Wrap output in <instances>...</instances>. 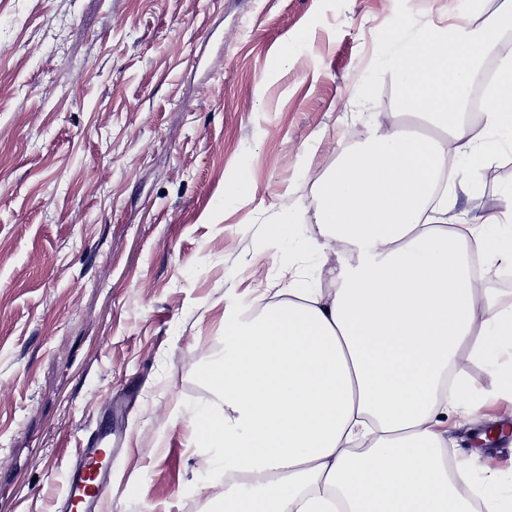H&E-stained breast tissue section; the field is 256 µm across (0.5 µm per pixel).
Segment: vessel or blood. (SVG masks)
Here are the masks:
<instances>
[{"instance_id":"1","label":"vessel or blood","mask_w":512,"mask_h":512,"mask_svg":"<svg viewBox=\"0 0 512 512\" xmlns=\"http://www.w3.org/2000/svg\"><path fill=\"white\" fill-rule=\"evenodd\" d=\"M111 434L105 433L90 439L79 450L72 467L62 503L64 512H99V499L92 490L93 484L104 483L110 477V466L101 465L105 446L111 445Z\"/></svg>"}]
</instances>
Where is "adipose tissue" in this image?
I'll return each mask as SVG.
<instances>
[{
    "label": "adipose tissue",
    "mask_w": 512,
    "mask_h": 512,
    "mask_svg": "<svg viewBox=\"0 0 512 512\" xmlns=\"http://www.w3.org/2000/svg\"><path fill=\"white\" fill-rule=\"evenodd\" d=\"M512 10L481 23L424 26L391 39L381 65L406 114L448 133L374 129L318 184L327 241L356 251L327 291L292 288L257 315L224 322V358L203 372L219 400L197 421L224 475L218 512H512L449 466L443 418L473 402L461 358L486 365L512 396V296L473 264L512 262V186L476 224L450 228L432 179L449 156L479 175L512 139V59L464 121L468 86Z\"/></svg>",
    "instance_id": "ef3b65f1"
}]
</instances>
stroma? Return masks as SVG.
<instances>
[{"mask_svg":"<svg viewBox=\"0 0 512 512\" xmlns=\"http://www.w3.org/2000/svg\"><path fill=\"white\" fill-rule=\"evenodd\" d=\"M0 0V512H58L80 442L126 438L99 512H211L194 417L224 321L325 283L317 185L400 115L388 36L504 0ZM287 64H280V57ZM454 176L452 224L512 186ZM295 216L293 225L283 219ZM512 478V400L463 361Z\"/></svg>","mask_w":512,"mask_h":512,"instance_id":"1","label":"stroma"}]
</instances>
